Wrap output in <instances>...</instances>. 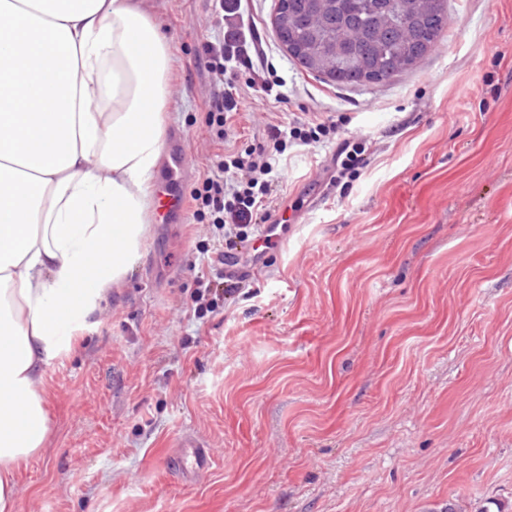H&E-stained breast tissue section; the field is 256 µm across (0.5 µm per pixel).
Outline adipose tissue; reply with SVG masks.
<instances>
[{
	"label": "adipose tissue",
	"instance_id": "adipose-tissue-1",
	"mask_svg": "<svg viewBox=\"0 0 512 512\" xmlns=\"http://www.w3.org/2000/svg\"><path fill=\"white\" fill-rule=\"evenodd\" d=\"M170 58L143 0H0V512L71 352L145 235Z\"/></svg>",
	"mask_w": 512,
	"mask_h": 512
}]
</instances>
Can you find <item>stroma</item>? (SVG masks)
I'll list each match as a JSON object with an SVG mask.
<instances>
[{"mask_svg":"<svg viewBox=\"0 0 512 512\" xmlns=\"http://www.w3.org/2000/svg\"><path fill=\"white\" fill-rule=\"evenodd\" d=\"M253 0L255 41L287 98L249 89L237 145L312 117L366 144L289 146L286 217L248 293L195 314L215 234L149 223L139 258L44 368L49 430L15 512H512V0H448L413 68L336 87L290 57ZM166 36V131L188 139L190 195L216 160L204 41L212 0H150ZM187 435L211 464L169 459ZM366 146L362 141L343 140L336 148L334 162L336 164V185L339 178L346 174L354 175L366 165Z\"/></svg>","mask_w":512,"mask_h":512,"instance_id":"stroma-1","label":"stroma"}]
</instances>
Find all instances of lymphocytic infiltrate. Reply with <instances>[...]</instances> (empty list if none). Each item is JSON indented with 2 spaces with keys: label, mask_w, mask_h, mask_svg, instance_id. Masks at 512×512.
<instances>
[{
  "label": "lymphocytic infiltrate",
  "mask_w": 512,
  "mask_h": 512,
  "mask_svg": "<svg viewBox=\"0 0 512 512\" xmlns=\"http://www.w3.org/2000/svg\"><path fill=\"white\" fill-rule=\"evenodd\" d=\"M215 11L225 30L221 39L202 44L200 56L215 81L207 124L217 143L222 144L228 138V120L239 107L235 76L243 69L263 71L265 63L246 34L241 0H217ZM336 131L337 123L332 119L314 118L293 126L271 124L262 141L243 152H224L207 172L191 197L208 210L218 236L209 248L207 272L197 277L198 292L193 298L196 311L212 310L220 294L232 295L246 288L247 275L225 277L224 262L238 256L260 226L272 220L267 196L279 175L280 161L289 143H320Z\"/></svg>",
  "instance_id": "lymphocytic-infiltrate-1"
}]
</instances>
